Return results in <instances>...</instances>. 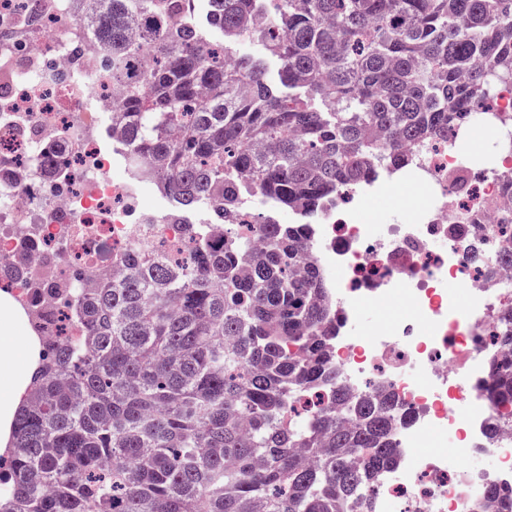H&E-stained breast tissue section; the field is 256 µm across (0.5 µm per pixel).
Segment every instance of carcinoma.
I'll use <instances>...</instances> for the list:
<instances>
[{"label":"carcinoma","mask_w":512,"mask_h":512,"mask_svg":"<svg viewBox=\"0 0 512 512\" xmlns=\"http://www.w3.org/2000/svg\"><path fill=\"white\" fill-rule=\"evenodd\" d=\"M80 2L126 87L112 126L130 174L217 209L224 242L183 222L184 258L112 257L71 310L84 335L42 349L0 512H355L397 463L402 406L339 384L309 229L256 220V255L233 219L253 191L313 213L466 119L512 153V112L481 111L493 82L512 87V0H209L220 44L171 21L194 0ZM48 291L67 297L47 272ZM487 370L491 403L512 406V359ZM469 512H512V489Z\"/></svg>","instance_id":"carcinoma-1"}]
</instances>
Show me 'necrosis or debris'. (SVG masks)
<instances>
[{"label":"necrosis or debris","mask_w":512,"mask_h":512,"mask_svg":"<svg viewBox=\"0 0 512 512\" xmlns=\"http://www.w3.org/2000/svg\"><path fill=\"white\" fill-rule=\"evenodd\" d=\"M105 58L79 23L76 0H0V288L17 300L31 297L25 267L50 264L82 293L115 253L148 239L166 252L183 244L179 225L111 176L97 138L118 101ZM56 166L68 180L53 177ZM404 174L428 189L426 208L380 234L363 220L379 186L338 198L312 224L314 255L341 311L331 342L340 383L394 392L408 413L373 512H458L483 489L512 487V432L489 439L479 394L486 356L501 351L497 318L512 306V269L499 261L512 241L503 188L512 155L475 170L428 144ZM395 300L414 319L358 331L362 307ZM434 440L443 450L428 451ZM478 454L497 466L474 467Z\"/></svg>","instance_id":"necrosis-or-debris-1"}]
</instances>
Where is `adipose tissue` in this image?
<instances>
[{
  "mask_svg": "<svg viewBox=\"0 0 512 512\" xmlns=\"http://www.w3.org/2000/svg\"><path fill=\"white\" fill-rule=\"evenodd\" d=\"M25 315L6 293H0V453L11 440L21 398L38 369L36 337L21 332Z\"/></svg>",
  "mask_w": 512,
  "mask_h": 512,
  "instance_id": "adipose-tissue-1",
  "label": "adipose tissue"
}]
</instances>
